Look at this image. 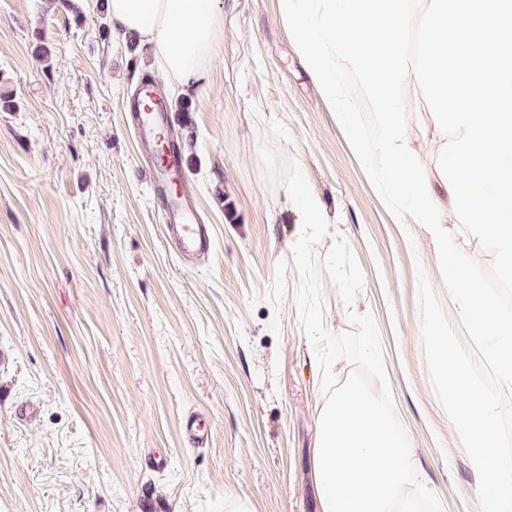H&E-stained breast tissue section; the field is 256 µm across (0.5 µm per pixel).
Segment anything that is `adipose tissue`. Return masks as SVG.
Returning <instances> with one entry per match:
<instances>
[{"label": "adipose tissue", "instance_id": "ef3b65f1", "mask_svg": "<svg viewBox=\"0 0 512 512\" xmlns=\"http://www.w3.org/2000/svg\"><path fill=\"white\" fill-rule=\"evenodd\" d=\"M117 39L151 44L161 74L182 89L201 85L224 40L218 0H109Z\"/></svg>", "mask_w": 512, "mask_h": 512}]
</instances>
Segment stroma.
Listing matches in <instances>:
<instances>
[{
  "label": "stroma",
  "mask_w": 512,
  "mask_h": 512,
  "mask_svg": "<svg viewBox=\"0 0 512 512\" xmlns=\"http://www.w3.org/2000/svg\"><path fill=\"white\" fill-rule=\"evenodd\" d=\"M147 46L112 34L108 0H0V512H320L312 457L320 369L299 324L282 179L297 162L357 257L330 331L371 315L414 468L444 512H481L478 477L425 361L418 273L461 321L420 225L400 226L313 84L280 0H224L208 81L179 94ZM152 81L184 179L213 232L184 264L142 177L126 100ZM419 157L432 131L406 86ZM198 414L208 447L180 420Z\"/></svg>",
  "instance_id": "stroma-1"
}]
</instances>
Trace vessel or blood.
Here are the masks:
<instances>
[{
  "instance_id": "1",
  "label": "vessel or blood",
  "mask_w": 512,
  "mask_h": 512,
  "mask_svg": "<svg viewBox=\"0 0 512 512\" xmlns=\"http://www.w3.org/2000/svg\"><path fill=\"white\" fill-rule=\"evenodd\" d=\"M138 122L137 133L146 145L168 141L171 117L151 85H144L130 103ZM181 153L172 147L168 162L150 166L148 176L163 199L161 218L179 252L186 257L209 253L212 245L210 225L200 223L190 203V192L180 185Z\"/></svg>"
}]
</instances>
